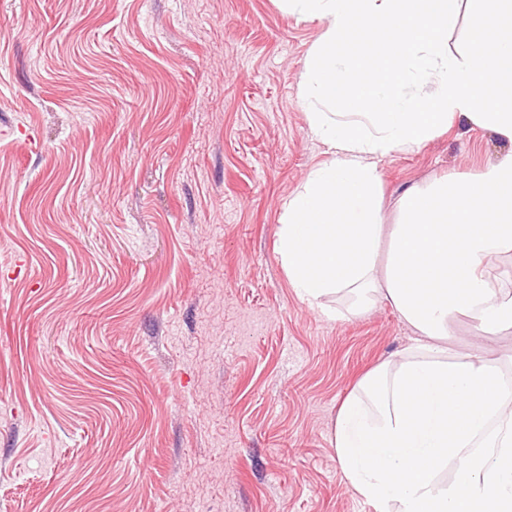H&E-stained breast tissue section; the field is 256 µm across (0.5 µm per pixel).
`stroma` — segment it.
Instances as JSON below:
<instances>
[{
    "instance_id": "35a3bbf8",
    "label": "stroma",
    "mask_w": 512,
    "mask_h": 512,
    "mask_svg": "<svg viewBox=\"0 0 512 512\" xmlns=\"http://www.w3.org/2000/svg\"><path fill=\"white\" fill-rule=\"evenodd\" d=\"M277 0H0V512H371L333 421L411 343L288 284L287 201L330 160ZM508 146L458 124L406 189Z\"/></svg>"
}]
</instances>
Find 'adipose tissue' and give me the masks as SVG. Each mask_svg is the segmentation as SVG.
I'll return each instance as SVG.
<instances>
[{"label":"adipose tissue","mask_w":512,"mask_h":512,"mask_svg":"<svg viewBox=\"0 0 512 512\" xmlns=\"http://www.w3.org/2000/svg\"><path fill=\"white\" fill-rule=\"evenodd\" d=\"M323 21L300 98L331 158L287 203L278 251L291 288L328 319L389 302L410 346L341 403L332 445L377 512H512V388L481 338L512 330V151L407 191L380 218L378 163L457 123L512 143V0H280ZM462 38H454L458 22ZM477 338L448 346L458 316Z\"/></svg>","instance_id":"1"}]
</instances>
